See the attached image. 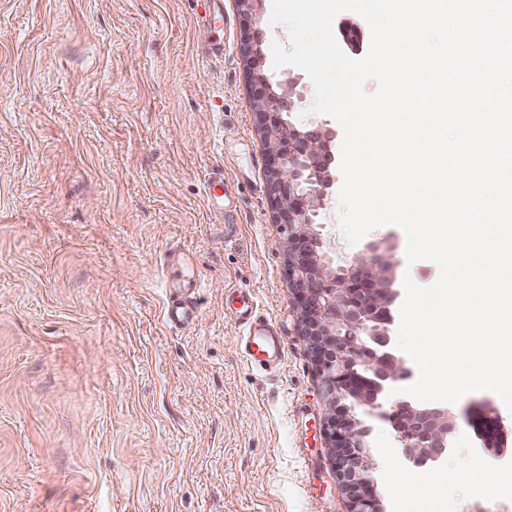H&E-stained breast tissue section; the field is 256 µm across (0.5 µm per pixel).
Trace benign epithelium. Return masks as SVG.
I'll return each instance as SVG.
<instances>
[{"mask_svg": "<svg viewBox=\"0 0 512 512\" xmlns=\"http://www.w3.org/2000/svg\"><path fill=\"white\" fill-rule=\"evenodd\" d=\"M242 53L252 72V104L267 150L275 222L286 237L298 336L324 403L321 435L327 460L347 512H386L375 483L366 417L387 422L400 457L421 471L448 456L456 419L445 406L389 395L413 376L392 346L398 297L393 262L369 244L347 264L332 265L317 218L334 182L336 134L326 124L293 123L290 115L301 106L293 87L267 78L258 44L243 40Z\"/></svg>", "mask_w": 512, "mask_h": 512, "instance_id": "benign-epithelium-1", "label": "benign epithelium"}]
</instances>
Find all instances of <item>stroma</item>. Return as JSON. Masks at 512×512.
<instances>
[{
	"mask_svg": "<svg viewBox=\"0 0 512 512\" xmlns=\"http://www.w3.org/2000/svg\"><path fill=\"white\" fill-rule=\"evenodd\" d=\"M222 2L217 53L204 0H0V512L347 510L240 52L248 35L270 57L288 33L270 25L271 0L254 21ZM334 30L366 56L360 15ZM217 176L232 200L221 213ZM365 241L395 280L437 279L433 262L408 264L398 226ZM188 271L198 314L172 326L167 282ZM241 291L286 346L276 371L242 352ZM448 410L457 428L431 473L407 469L390 425L371 420L386 512L435 477L447 495L433 512H512V412L485 390ZM482 465L501 478L496 499L473 480Z\"/></svg>",
	"mask_w": 512,
	"mask_h": 512,
	"instance_id": "stroma-1",
	"label": "stroma"
}]
</instances>
